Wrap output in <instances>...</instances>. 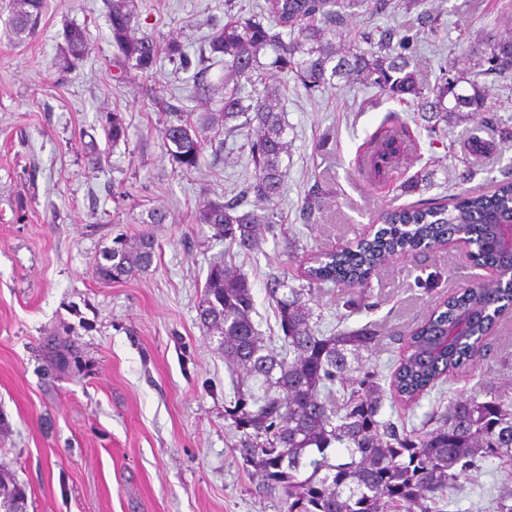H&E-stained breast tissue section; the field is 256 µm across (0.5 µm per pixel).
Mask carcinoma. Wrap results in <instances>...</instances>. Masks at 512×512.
Listing matches in <instances>:
<instances>
[{"label": "carcinoma", "mask_w": 512, "mask_h": 512, "mask_svg": "<svg viewBox=\"0 0 512 512\" xmlns=\"http://www.w3.org/2000/svg\"><path fill=\"white\" fill-rule=\"evenodd\" d=\"M11 30L33 35L42 21L44 0H12ZM363 6L370 12L396 7L394 0H264L259 11L215 21L202 59L222 65L215 79L201 62H192L176 39L159 44L137 34L133 0H108L112 45L140 72L152 70L165 54L183 70L195 68L193 96L208 106L203 122L224 119V132L246 139L253 180L225 202L204 201L197 222L230 247L250 251L263 241L262 225L277 224L276 200L288 171L287 127L279 111L281 90L266 84L270 69L284 73L308 92L338 82H358L400 102L416 104L425 128L473 121L488 111V93L479 77L512 74V32L475 35L469 72L444 70L434 84L420 81L414 62L421 30L382 31L346 39L335 27L343 10ZM63 58L75 63L90 50L80 26L66 28ZM112 142L126 138L122 116L106 119ZM164 146L178 167L199 165L206 142L191 122L177 118L161 131ZM409 150L401 126L374 136L362 158L361 174L380 181ZM264 204L244 210L249 195ZM325 192L313 183L304 197L309 214L323 204ZM512 222V180L490 193H461L449 204L417 202L392 207L381 216L389 228L381 235L338 252L308 257L307 286L270 288L277 324L290 357L270 350L252 320L254 296L248 278L226 262L212 263L198 303L200 321L219 338L224 361L238 369L234 400L225 409L240 432L235 451L243 466L281 492L288 512H445L442 503L486 458L498 460L512 478V392L490 389L488 400L457 399L431 414L420 429L408 430L380 419L387 398L411 406L448 381L455 371L485 356L479 340L494 329L493 312L507 306L500 284L460 288L423 319L405 339L389 389L363 364L377 336L368 328L323 336L313 322V294L322 286H366L391 257L418 255L464 230L480 246V257L508 262L509 252L494 240L495 225ZM154 240L148 233L128 246L106 250L94 266L102 280H121L150 267ZM261 377L265 393L254 397L246 385ZM336 457H331V450ZM27 508V496L14 472L0 467V512Z\"/></svg>", "instance_id": "cac0c4a2"}]
</instances>
